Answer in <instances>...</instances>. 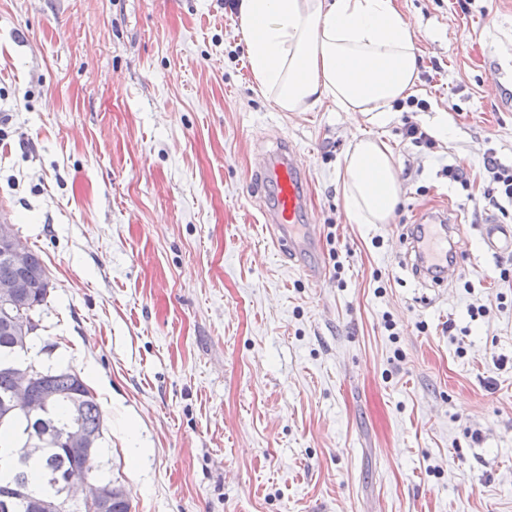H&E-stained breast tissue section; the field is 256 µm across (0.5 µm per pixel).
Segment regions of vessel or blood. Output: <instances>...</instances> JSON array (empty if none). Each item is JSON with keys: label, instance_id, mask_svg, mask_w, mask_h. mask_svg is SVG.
Returning <instances> with one entry per match:
<instances>
[{"label": "vessel or blood", "instance_id": "vessel-or-blood-1", "mask_svg": "<svg viewBox=\"0 0 512 512\" xmlns=\"http://www.w3.org/2000/svg\"><path fill=\"white\" fill-rule=\"evenodd\" d=\"M258 171L269 183L271 193L264 198L262 218L274 242L287 247L289 255L314 252V230H300L302 215L306 212V173L296 152L287 144H280L265 154ZM484 245L492 252L512 251V226L488 219L484 229ZM414 249L422 264L442 270L449 275L457 270L448 260V226L446 222L425 224L421 227Z\"/></svg>", "mask_w": 512, "mask_h": 512}]
</instances>
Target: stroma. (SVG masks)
Wrapping results in <instances>:
<instances>
[{
	"label": "stroma",
	"instance_id": "35a3bbf8",
	"mask_svg": "<svg viewBox=\"0 0 512 512\" xmlns=\"http://www.w3.org/2000/svg\"><path fill=\"white\" fill-rule=\"evenodd\" d=\"M396 2L427 106L378 130L393 223L350 224L349 115L277 111L225 0H0V210L45 263V339L100 404L96 469L130 512H512V252L482 242L512 225L485 197L488 161L512 168V0ZM440 116L453 139L410 142ZM279 141L318 282L260 215ZM425 209L456 219L444 285L412 268ZM484 245L492 252L512 251V226L499 224L494 218L485 223Z\"/></svg>",
	"mask_w": 512,
	"mask_h": 512
}]
</instances>
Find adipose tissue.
Here are the masks:
<instances>
[{"mask_svg":"<svg viewBox=\"0 0 512 512\" xmlns=\"http://www.w3.org/2000/svg\"><path fill=\"white\" fill-rule=\"evenodd\" d=\"M238 14L254 82L278 111L329 102L381 127L416 91L420 50L394 0H238ZM340 169L349 223H390L403 194L391 148L353 136Z\"/></svg>","mask_w":512,"mask_h":512,"instance_id":"adipose-tissue-1","label":"adipose tissue"}]
</instances>
